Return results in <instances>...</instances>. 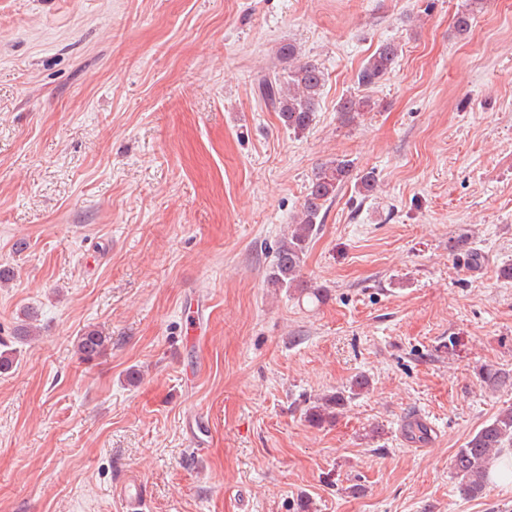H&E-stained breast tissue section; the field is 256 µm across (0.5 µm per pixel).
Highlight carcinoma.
Here are the masks:
<instances>
[{"label":"carcinoma","mask_w":512,"mask_h":512,"mask_svg":"<svg viewBox=\"0 0 512 512\" xmlns=\"http://www.w3.org/2000/svg\"><path fill=\"white\" fill-rule=\"evenodd\" d=\"M480 0H472L470 7L458 12L454 26L458 34H467L474 19V9ZM399 57L398 46L383 43L367 60L357 74L361 87H371L381 82L393 70ZM325 74L311 62L298 64L288 71L271 72L262 76L256 86L257 96L279 113L283 125L290 131L301 133L313 121ZM371 100L365 96H349L340 103V111L347 114L368 112ZM353 169V162L345 158L327 161L317 168L308 188L300 214L292 225L288 237L280 242L268 274V283L274 288L295 289L299 294L322 299L320 289H311L298 281L304 255L309 243L323 223L321 212L324 205L336 196L338 189L347 181ZM109 339L96 329H87L76 340L80 358L91 363L106 351ZM482 381L492 388H512V373L502 369L484 368ZM344 392L338 391L306 412L308 420L316 425L336 418L335 410L345 406ZM408 438L422 442L428 438L427 425L417 419L405 425ZM512 452V407L498 413L483 425L458 449L451 460V468L459 479L463 494L475 498L483 494L489 484L493 463Z\"/></svg>","instance_id":"1"}]
</instances>
